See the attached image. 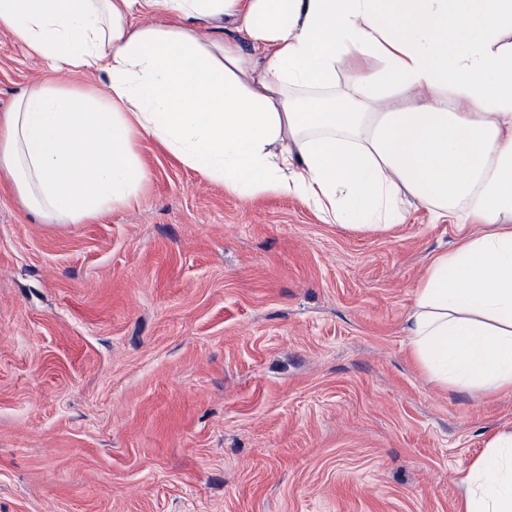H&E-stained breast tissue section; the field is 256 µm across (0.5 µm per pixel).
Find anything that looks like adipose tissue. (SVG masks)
Segmentation results:
<instances>
[{"instance_id": "1", "label": "adipose tissue", "mask_w": 512, "mask_h": 512, "mask_svg": "<svg viewBox=\"0 0 512 512\" xmlns=\"http://www.w3.org/2000/svg\"><path fill=\"white\" fill-rule=\"evenodd\" d=\"M223 17L247 45L210 34ZM0 31L50 64L0 114V174L31 210L82 224L130 204L145 136L331 224L494 225L432 261L406 332L437 383L512 388V0H0ZM455 480L461 512H512V430Z\"/></svg>"}]
</instances>
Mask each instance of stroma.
Instances as JSON below:
<instances>
[{"label":"stroma","instance_id":"obj_1","mask_svg":"<svg viewBox=\"0 0 512 512\" xmlns=\"http://www.w3.org/2000/svg\"><path fill=\"white\" fill-rule=\"evenodd\" d=\"M46 65L0 32V113ZM86 224L0 176V512H458L512 390L432 381L405 317L457 229L241 198L153 139Z\"/></svg>","mask_w":512,"mask_h":512}]
</instances>
